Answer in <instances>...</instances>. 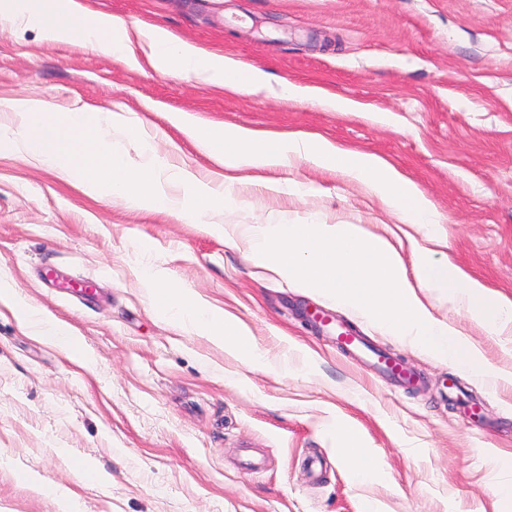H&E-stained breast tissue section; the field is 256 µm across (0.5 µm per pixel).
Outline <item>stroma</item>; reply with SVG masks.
<instances>
[{"label":"stroma","instance_id":"obj_1","mask_svg":"<svg viewBox=\"0 0 512 512\" xmlns=\"http://www.w3.org/2000/svg\"><path fill=\"white\" fill-rule=\"evenodd\" d=\"M128 26H161L267 75L231 93L81 41L48 42L27 23L0 30V100L39 98L60 112L96 108L140 123L166 192L188 174L228 195L213 222L315 216L386 236L403 257L422 231L401 223L343 173L297 158L264 170L211 160L170 114L201 124L318 134L375 154L413 181L445 219L452 263L512 300V0H84ZM311 98L280 97L282 83ZM342 97L353 111L324 105ZM298 181L304 197L267 184ZM163 269L246 326L269 361L254 368L164 320L142 284ZM68 325L88 371L34 339L0 305V512H56L27 475L67 487L82 512H512V386L490 391L462 368L257 269L244 244L202 225L83 193L29 157L0 155V280ZM334 317L316 328L302 310ZM495 368L497 337L434 304ZM368 352L336 341L337 323ZM384 352L416 374L393 379ZM288 370H281V363ZM349 418L373 448L378 479L354 483L324 429ZM496 452L498 463L485 461ZM92 459L108 487L80 479Z\"/></svg>","mask_w":512,"mask_h":512}]
</instances>
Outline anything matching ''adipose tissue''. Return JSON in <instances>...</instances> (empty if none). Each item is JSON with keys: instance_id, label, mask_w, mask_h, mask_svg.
<instances>
[{"instance_id": "ef3b65f1", "label": "adipose tissue", "mask_w": 512, "mask_h": 512, "mask_svg": "<svg viewBox=\"0 0 512 512\" xmlns=\"http://www.w3.org/2000/svg\"><path fill=\"white\" fill-rule=\"evenodd\" d=\"M32 20L37 21L48 41L78 39L113 56L126 54L131 43L129 29L123 22L93 11L83 0H54L52 8L37 19L28 11L26 0H0V28ZM144 36L150 45L149 62L157 71L233 91L256 92L267 85L262 70L189 44L166 29L152 27ZM171 122L194 137L210 157L225 167L271 168L304 158L316 166L341 171L365 186L403 223L434 227L440 222L423 191L376 155L352 151L314 135H267L236 127L217 132L204 130L184 113L173 114ZM142 282L157 299V311L162 317L209 337L252 366L266 367L265 357L252 346L246 330L237 321L203 305L186 290L167 287L162 272L147 271ZM0 305L11 309L33 335L59 347L75 361L86 363L79 340L67 325L16 299L12 289L5 286L0 288ZM342 432L344 439L336 452L349 461L350 479L361 483L376 478L380 473L376 455L352 426L343 425Z\"/></svg>"}]
</instances>
